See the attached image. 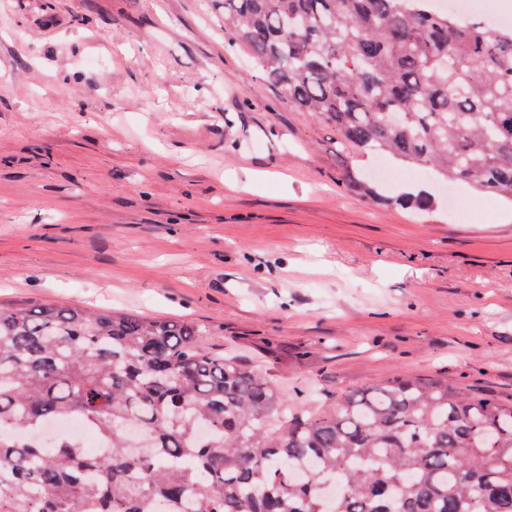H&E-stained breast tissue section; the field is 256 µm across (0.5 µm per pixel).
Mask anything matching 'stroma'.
<instances>
[{
	"instance_id": "stroma-1",
	"label": "stroma",
	"mask_w": 512,
	"mask_h": 512,
	"mask_svg": "<svg viewBox=\"0 0 512 512\" xmlns=\"http://www.w3.org/2000/svg\"><path fill=\"white\" fill-rule=\"evenodd\" d=\"M422 185L431 210L345 186ZM364 155L224 40V0H0V302L179 320L290 403L512 398V205Z\"/></svg>"
}]
</instances>
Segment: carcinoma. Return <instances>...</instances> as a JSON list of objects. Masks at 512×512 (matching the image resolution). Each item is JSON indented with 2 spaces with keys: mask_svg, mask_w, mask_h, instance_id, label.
<instances>
[{
  "mask_svg": "<svg viewBox=\"0 0 512 512\" xmlns=\"http://www.w3.org/2000/svg\"><path fill=\"white\" fill-rule=\"evenodd\" d=\"M224 36L340 153L512 204V30L432 0H224ZM348 185L392 199L367 177ZM177 320L0 303V512H512V401L412 378L314 411ZM70 414L109 448L15 440Z\"/></svg>",
  "mask_w": 512,
  "mask_h": 512,
  "instance_id": "carcinoma-1",
  "label": "carcinoma"
}]
</instances>
